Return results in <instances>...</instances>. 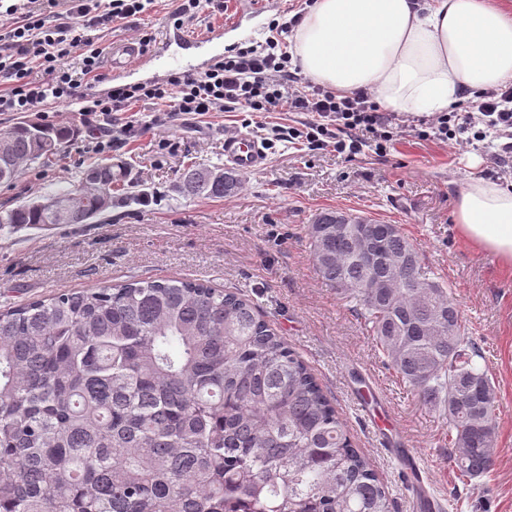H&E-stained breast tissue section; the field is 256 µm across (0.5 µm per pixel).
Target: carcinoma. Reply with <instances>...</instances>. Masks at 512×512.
I'll return each mask as SVG.
<instances>
[{"instance_id":"carcinoma-1","label":"carcinoma","mask_w":512,"mask_h":512,"mask_svg":"<svg viewBox=\"0 0 512 512\" xmlns=\"http://www.w3.org/2000/svg\"><path fill=\"white\" fill-rule=\"evenodd\" d=\"M70 136L30 120L1 130L0 183L58 156ZM126 180V167L93 163L76 187L0 211V226L91 224ZM235 186L222 168H195L181 191ZM363 230L371 263L356 256ZM308 239L323 282L447 416L458 478L488 475L493 382L451 289L395 224L325 210ZM0 512H392V500L249 296L132 280L0 311Z\"/></svg>"}]
</instances>
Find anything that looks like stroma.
Returning <instances> with one entry per match:
<instances>
[{
	"label": "stroma",
	"instance_id": "obj_1",
	"mask_svg": "<svg viewBox=\"0 0 512 512\" xmlns=\"http://www.w3.org/2000/svg\"><path fill=\"white\" fill-rule=\"evenodd\" d=\"M313 5L314 0H246L240 25L224 31V46L245 48L265 40L272 20L305 15ZM174 8L173 0H154L141 16L96 29L94 43L107 51L113 42L138 39L140 32H161L173 26ZM122 118L134 128L114 154L127 163L130 177L113 191L104 219L47 229L0 228V308L131 279H204L245 293L312 369L387 485L392 512H408L409 494L401 471L357 410L367 378L386 400L402 447L423 457L445 512H512V270L454 228L455 198L468 179L507 181L484 148L442 144L410 129L395 136L386 155L368 149L347 161L328 150L274 139V129L309 121L304 112L201 116L141 101ZM51 120L72 131L61 155L48 165H25L12 183L0 185V210L72 188L99 158L93 137L113 131L108 117L84 122L75 104L60 107ZM230 131L269 139L265 168L235 171L237 185L224 196H184L180 185L189 168L223 167L224 135ZM324 210L398 225L451 288L496 386L490 476L468 484L458 480L444 415L405 386L361 319L319 277L307 229Z\"/></svg>",
	"mask_w": 512,
	"mask_h": 512
}]
</instances>
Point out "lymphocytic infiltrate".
<instances>
[{"mask_svg":"<svg viewBox=\"0 0 512 512\" xmlns=\"http://www.w3.org/2000/svg\"><path fill=\"white\" fill-rule=\"evenodd\" d=\"M56 2L0 0V81L7 85L0 92V112L41 116L48 106L77 101L85 115L96 118L148 100L200 115L240 108L310 112L313 121L289 128V139L348 158L365 146L385 151L394 131L405 127L397 113L380 111L367 92L339 94L302 81L281 38L288 26L276 20L265 41L230 50L203 71L87 94L84 88L99 80L102 63L91 31L145 13L152 0H70L65 21L53 23L47 11ZM428 125L441 142L467 145L495 135L504 140L502 153H512V85L486 90L471 110L436 113Z\"/></svg>","mask_w":512,"mask_h":512,"instance_id":"f902f5d3","label":"lymphocytic infiltrate"}]
</instances>
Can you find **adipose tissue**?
I'll return each mask as SVG.
<instances>
[{
  "label": "adipose tissue",
  "mask_w": 512,
  "mask_h": 512,
  "mask_svg": "<svg viewBox=\"0 0 512 512\" xmlns=\"http://www.w3.org/2000/svg\"><path fill=\"white\" fill-rule=\"evenodd\" d=\"M292 42L312 81L430 116L463 93L512 81V0H316ZM454 219L461 235L512 269L511 189L471 178Z\"/></svg>",
  "instance_id": "obj_1"
}]
</instances>
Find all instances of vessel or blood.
Returning a JSON list of instances; mask_svg holds the SVG:
<instances>
[{"instance_id": "1", "label": "vessel or blood", "mask_w": 512, "mask_h": 512, "mask_svg": "<svg viewBox=\"0 0 512 512\" xmlns=\"http://www.w3.org/2000/svg\"><path fill=\"white\" fill-rule=\"evenodd\" d=\"M224 46L223 28L204 34H191L183 30H165L155 51H144L133 41L113 43L108 55V68L112 79H121L134 71L143 70L148 64L178 48L182 57L194 60L198 66L207 65ZM267 159L262 141L245 132L224 136V163L230 168L254 172L261 170ZM389 454L400 466L409 491L412 512H441L442 506L427 486L425 471L418 457L407 448H390Z\"/></svg>"}]
</instances>
